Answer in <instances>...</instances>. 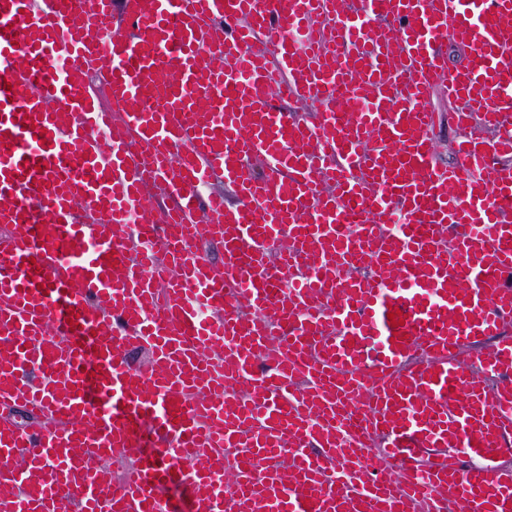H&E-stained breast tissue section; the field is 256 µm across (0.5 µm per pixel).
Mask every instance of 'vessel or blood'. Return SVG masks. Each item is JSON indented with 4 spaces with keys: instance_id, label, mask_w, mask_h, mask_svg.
<instances>
[{
    "instance_id": "vessel-or-blood-1",
    "label": "vessel or blood",
    "mask_w": 512,
    "mask_h": 512,
    "mask_svg": "<svg viewBox=\"0 0 512 512\" xmlns=\"http://www.w3.org/2000/svg\"><path fill=\"white\" fill-rule=\"evenodd\" d=\"M14 408L0 512H512V0H0ZM430 107L437 113L432 137L437 146L438 160L443 164L453 165L457 161L454 152L455 144L464 135L453 119L455 107L440 92L434 93L430 100Z\"/></svg>"
}]
</instances>
